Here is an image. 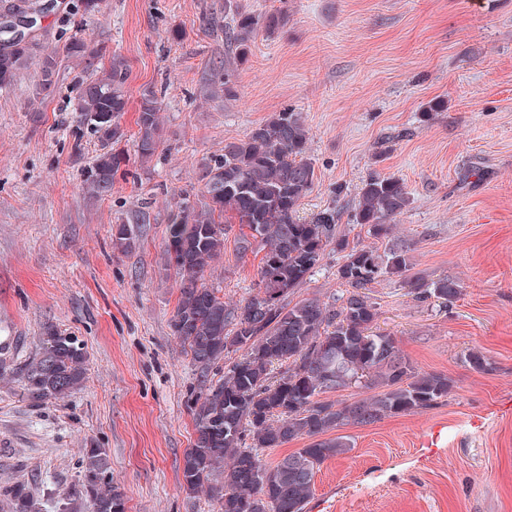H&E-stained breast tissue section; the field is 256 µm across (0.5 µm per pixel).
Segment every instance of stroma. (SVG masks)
Segmentation results:
<instances>
[{
	"instance_id": "obj_1",
	"label": "stroma",
	"mask_w": 512,
	"mask_h": 512,
	"mask_svg": "<svg viewBox=\"0 0 512 512\" xmlns=\"http://www.w3.org/2000/svg\"><path fill=\"white\" fill-rule=\"evenodd\" d=\"M77 2L52 0L31 35L37 60L58 54L54 88L41 90L36 61L0 91V486L67 492L98 446L127 512H216L179 489L194 402L224 367L201 372L171 331L180 279L164 264L167 218L198 194L225 142L289 109L316 173L301 216L336 204L339 235L388 248L354 223V207L369 173L400 179L410 205L395 238L410 246L412 274L463 288L445 306L414 301L395 279L373 284L375 330L453 388L425 412L351 429L352 450L316 473L308 512H512V0H240L283 22L252 42L231 77L236 97L209 101L200 87L228 48L203 19L223 15L224 0H106L89 24ZM76 35L102 49L99 66L126 59L127 133L144 89L161 104L153 160L139 164L121 142L127 162L101 198L83 189L101 145L61 53ZM435 101L445 111L424 118ZM120 223L137 227L128 253L112 247ZM262 257L228 238L206 282L227 301L247 298ZM339 261L326 251L294 299L334 302ZM48 325L79 337L87 375L65 401L36 407L20 370ZM472 348L491 371L470 369Z\"/></svg>"
}]
</instances>
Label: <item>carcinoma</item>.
I'll use <instances>...</instances> for the list:
<instances>
[{
	"mask_svg": "<svg viewBox=\"0 0 512 512\" xmlns=\"http://www.w3.org/2000/svg\"><path fill=\"white\" fill-rule=\"evenodd\" d=\"M48 7L29 0L12 19L45 17ZM282 23L275 14L245 11L237 0H224V40L231 53L224 60L238 66L262 31ZM35 44L17 37L0 20V90L12 87L33 60ZM66 57L86 73L77 86L78 108L97 136L103 152L91 167L85 191L102 197L112 189L126 157L113 149L125 138L120 118L127 110L128 68L114 54L109 68L92 72L101 50L73 37ZM41 87L55 81L56 59L47 53L40 63ZM209 99L234 98L230 75L206 79ZM160 103L151 89L143 91L136 118L135 153L150 162L163 136ZM309 133L300 113L276 112L242 139L224 144V154L210 160L204 171L200 198L180 202L168 217L164 252L167 266L180 278L179 298L172 316L173 335L187 344L192 359L207 371L230 353L240 358L217 381L208 382L193 409L195 439L182 463L181 488L196 494L208 488L218 512H306L320 466L351 450L347 435L328 436L347 427L374 424L386 417L429 410L445 401L451 390L447 376L422 372L402 354L395 339L372 331L377 303L368 290L381 277L405 283L413 298L451 304L462 295L461 285L446 277L427 282L411 274L408 251L392 247L380 253L366 245H350L337 234L340 210L328 205L300 216L302 199L315 184V167L308 157ZM410 198L397 178L371 174L363 180L355 222L373 239L388 237L394 218ZM239 227V249L253 244L264 250L255 292L235 303L218 296L219 289L203 282L208 265L224 254V241ZM113 245L132 250L134 226H113ZM342 254L336 270L344 286L336 301L313 296L289 300L312 276L327 248ZM465 362L475 371L492 370L478 350ZM86 354L78 337L49 325L39 337V350L22 370V397L33 406L69 397L86 379ZM377 388L379 392L345 400L322 401L320 395L345 388ZM306 436L310 443L269 464L267 449L281 448ZM79 484L55 502V512H126L125 499L113 489L106 449H87ZM10 512H46L24 484L3 488Z\"/></svg>",
	"mask_w": 512,
	"mask_h": 512,
	"instance_id": "cac0c4a2",
	"label": "carcinoma"
}]
</instances>
